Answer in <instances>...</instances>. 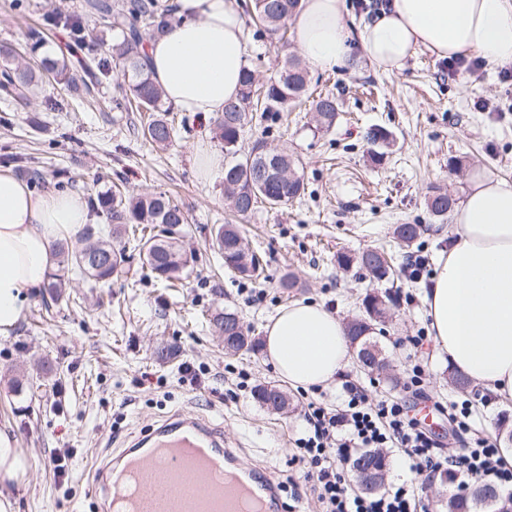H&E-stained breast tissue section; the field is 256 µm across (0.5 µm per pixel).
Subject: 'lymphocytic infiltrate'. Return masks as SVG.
Returning <instances> with one entry per match:
<instances>
[{
    "label": "lymphocytic infiltrate",
    "instance_id": "obj_1",
    "mask_svg": "<svg viewBox=\"0 0 512 512\" xmlns=\"http://www.w3.org/2000/svg\"><path fill=\"white\" fill-rule=\"evenodd\" d=\"M342 391L343 401L337 407L309 404L304 430L294 441V457L305 468V479L321 512H418L416 491L405 483L390 486L374 498L351 492L345 468L362 453L377 448L398 449L410 470L427 481L446 471L461 485L475 476L512 483V469L506 467L490 439L471 435L469 403L448 406L461 448L453 454L409 418L401 401L370 402L364 386L350 379L344 380Z\"/></svg>",
    "mask_w": 512,
    "mask_h": 512
}]
</instances>
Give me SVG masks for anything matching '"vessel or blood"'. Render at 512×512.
<instances>
[{
	"mask_svg": "<svg viewBox=\"0 0 512 512\" xmlns=\"http://www.w3.org/2000/svg\"><path fill=\"white\" fill-rule=\"evenodd\" d=\"M88 486L97 512H283L271 472L244 465L221 429L186 414L100 456Z\"/></svg>",
	"mask_w": 512,
	"mask_h": 512,
	"instance_id": "b4317fda",
	"label": "vessel or blood"
}]
</instances>
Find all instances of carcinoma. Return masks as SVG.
I'll use <instances>...</instances> for the list:
<instances>
[{"mask_svg":"<svg viewBox=\"0 0 512 512\" xmlns=\"http://www.w3.org/2000/svg\"><path fill=\"white\" fill-rule=\"evenodd\" d=\"M253 21L265 27L269 37L281 41L285 21L299 10L300 0H252ZM89 7L96 14L109 19L112 30L122 33V39L112 43V60L118 64L124 77L121 86L122 98L116 106L130 105L138 112L149 113V121L141 126V134L147 141L158 147H166L174 135V127L167 116L173 107L165 98L162 89L155 84L145 64V37H152L176 22L172 10H159L156 0H128L113 4L111 0H95ZM51 23L64 20L71 23L78 40L85 39V17L69 13L56 6L47 15ZM43 69L52 73L57 83L67 86L72 92L89 89L90 81L106 73L103 62L97 61L86 67V75L75 82L63 60L45 59ZM283 73L260 83L255 70L246 67L241 75V92L237 99L226 103L224 112L217 121L216 137L224 144L228 155L237 154L238 135L244 132L252 121L253 113L282 112L307 93L308 77L298 59L285 60ZM35 80V73L19 60L13 47L0 44V98L25 100ZM316 122L321 128H330L336 119V100L330 96L318 97L314 101ZM268 143L264 137L253 140L248 153L240 160L224 165V197L228 208L238 216L251 213L259 203H268L277 208L286 205L305 193L304 177L299 173L295 159L286 156V162L296 171L293 181L269 186L256 183L250 174V165L263 163L268 154ZM252 189V205H242L240 199L247 189ZM92 209L102 218L96 224H87L80 233L84 246L63 256L58 269L49 274L46 285L51 300L62 297V288L69 280L68 273H79L95 283H107L118 276L126 263V246L119 245L122 237L135 242L143 267L148 276L166 282L180 281L190 271L194 255L187 253L180 243L179 233L186 216L181 208L164 193L123 194L107 189L89 199ZM455 203L448 197L431 196L427 207L431 214L444 220ZM216 251L224 260L227 269H236L243 279L258 277L262 269L256 257L240 246L243 238L234 224H221L214 235ZM357 262L360 267L373 274L378 280L389 277L390 265L372 266L366 255L361 253L352 258L337 257V263L348 266ZM389 294L369 293L363 299L364 319L349 328L351 340L357 343V350H363L367 343L376 345L373 336L375 323L381 321L385 310V299ZM504 503L498 499L491 503L479 499L476 493L466 497L452 495L448 498V512H503Z\"/></svg>","mask_w":512,"mask_h":512,"instance_id":"carcinoma-1","label":"carcinoma"}]
</instances>
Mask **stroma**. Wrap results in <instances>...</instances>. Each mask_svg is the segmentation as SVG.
I'll use <instances>...</instances> for the list:
<instances>
[{"label":"stroma","instance_id":"obj_1","mask_svg":"<svg viewBox=\"0 0 512 512\" xmlns=\"http://www.w3.org/2000/svg\"><path fill=\"white\" fill-rule=\"evenodd\" d=\"M51 0H0V43L17 44L27 59L67 57L73 69L109 58L99 33L106 27L91 17V33L82 50H73L69 28L48 26ZM246 64L266 78L291 45L272 43L268 34L245 25ZM312 95H333L335 124L315 128L310 104L270 114L244 133L237 150L266 137L270 147L298 159L307 192L287 206L261 204L238 225L263 268L259 279H240L224 268L211 245V231L229 221L223 180H203L197 148L214 139L216 118L178 112L174 139L157 150L137 133L140 115L115 107L123 76L111 69L91 94H69L53 78L43 79L27 102H0V156L35 158L43 176L32 191L55 190V172L78 173L76 193L89 196L124 180L134 193L163 191L188 217L182 245L196 261L189 278L175 288L145 278L139 255H131L123 273L108 287L70 278L68 299L44 306L42 293L31 294L20 323L0 335V430L16 440L26 476L5 488L14 512H94L88 494V470L98 453L127 447L142 431L183 412L222 427L224 443L278 481L299 473L292 440L303 426L308 403L329 406L342 401L340 385L325 390L287 388L262 351L226 355L224 342L209 323L212 312H238L249 335L263 338L278 310L305 300L318 302L342 321L364 314L367 291L389 292L396 302L378 340L391 364L387 376L368 374L349 362L345 373L359 380L370 400L397 398L409 408L419 400L448 403L471 400L472 432L498 440L502 417L512 418V402L483 407L485 390L450 382L447 355L433 340L412 347V337L429 331L424 293L441 253L448 249L451 225L434 218L427 199L441 187L464 199L472 174L512 181V79L498 68L453 79L448 63L429 51H417L400 73L388 74L365 59L352 57L333 71L310 72ZM493 104L478 108L477 99ZM382 127L390 134L385 161L371 160L365 135ZM418 224L411 244L394 230ZM379 248L394 259L397 273L373 279L359 266H339L336 256ZM414 256L427 266L420 281L402 270ZM294 288L283 289L284 278ZM200 367L196 385L184 383L183 363ZM423 370V387L411 394L403 383L414 366ZM259 385L286 389L288 412L276 413L253 398ZM69 452L66 479L55 477L49 460Z\"/></svg>","mask_w":512,"mask_h":512}]
</instances>
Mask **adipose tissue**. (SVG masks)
<instances>
[{
	"instance_id": "ef3b65f1",
	"label": "adipose tissue",
	"mask_w": 512,
	"mask_h": 512,
	"mask_svg": "<svg viewBox=\"0 0 512 512\" xmlns=\"http://www.w3.org/2000/svg\"><path fill=\"white\" fill-rule=\"evenodd\" d=\"M178 22L148 40L154 82L167 100L202 117L236 99L246 65L239 0H170ZM345 0H301L294 48L311 69L330 71L360 52L389 73L425 49L440 58L478 56L512 65V0H390L359 30L344 22ZM91 220L85 199L33 194L0 170V334L23 318L30 293L47 281L52 250ZM452 245L424 302L437 351L459 373L512 401V183L473 175L452 213ZM342 321L311 301L279 310L265 326L264 359L293 387L335 384L351 358Z\"/></svg>"
}]
</instances>
